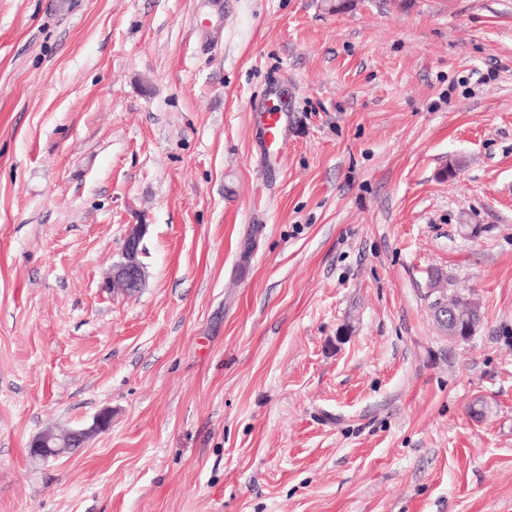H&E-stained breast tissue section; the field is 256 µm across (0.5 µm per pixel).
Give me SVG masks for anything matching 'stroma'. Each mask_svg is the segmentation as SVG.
Listing matches in <instances>:
<instances>
[{
	"mask_svg": "<svg viewBox=\"0 0 512 512\" xmlns=\"http://www.w3.org/2000/svg\"><path fill=\"white\" fill-rule=\"evenodd\" d=\"M0 512H512V0H0ZM261 113L262 122L267 137L271 143H275L280 151L288 149V130L284 111L275 110L269 106H262L255 110ZM146 232L147 227L143 224H134L130 228L124 242L123 261L117 265L112 279L107 283V288H112V292L120 290L132 295L142 288L145 275L138 256ZM111 415L109 412H100L94 419L93 424L88 428L65 430L59 445H52L56 435L53 431L45 432L36 437L30 448V455L39 460H46L49 457L57 459L71 454L81 448L95 434L106 430L110 424Z\"/></svg>",
	"mask_w": 512,
	"mask_h": 512,
	"instance_id": "stroma-1",
	"label": "stroma"
}]
</instances>
